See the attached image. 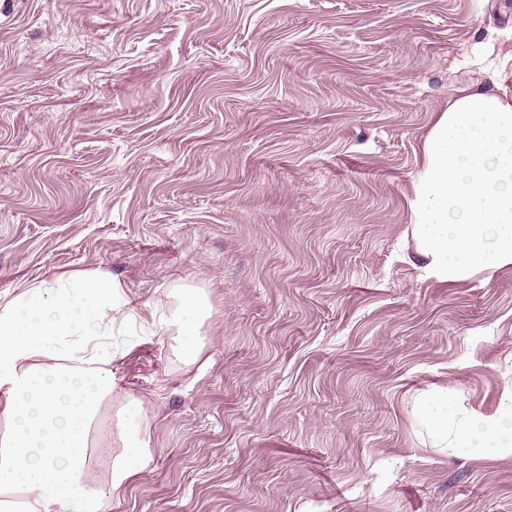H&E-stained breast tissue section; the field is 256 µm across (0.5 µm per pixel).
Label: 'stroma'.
I'll return each mask as SVG.
<instances>
[{
  "mask_svg": "<svg viewBox=\"0 0 512 512\" xmlns=\"http://www.w3.org/2000/svg\"><path fill=\"white\" fill-rule=\"evenodd\" d=\"M512 0H0V293L109 271L204 287L207 362L136 344L161 413L116 512H512V448L426 401L512 388V266L438 283L406 198ZM435 446L443 449L474 448L487 454L512 447V389L498 409L489 415L453 405L448 414V396L430 420Z\"/></svg>",
  "mask_w": 512,
  "mask_h": 512,
  "instance_id": "obj_1",
  "label": "stroma"
}]
</instances>
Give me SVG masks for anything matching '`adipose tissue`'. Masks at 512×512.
<instances>
[{
  "instance_id": "ef3b65f1",
  "label": "adipose tissue",
  "mask_w": 512,
  "mask_h": 512,
  "mask_svg": "<svg viewBox=\"0 0 512 512\" xmlns=\"http://www.w3.org/2000/svg\"><path fill=\"white\" fill-rule=\"evenodd\" d=\"M512 73L506 66L456 87L423 147L407 199L408 262L438 282L512 265ZM211 306L182 287L148 306L101 270L55 274L0 294V505L16 512H110L154 461L151 422L123 392L114 362L128 336L169 338L196 365ZM114 424L102 417L112 402ZM436 447L491 454L512 447V390L489 415L460 405L430 420Z\"/></svg>"
}]
</instances>
